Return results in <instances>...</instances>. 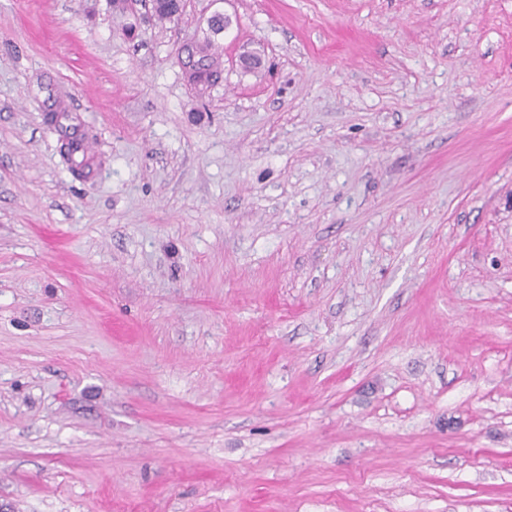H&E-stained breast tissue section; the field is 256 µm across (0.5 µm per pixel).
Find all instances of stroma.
Wrapping results in <instances>:
<instances>
[{"instance_id":"1","label":"stroma","mask_w":512,"mask_h":512,"mask_svg":"<svg viewBox=\"0 0 512 512\" xmlns=\"http://www.w3.org/2000/svg\"><path fill=\"white\" fill-rule=\"evenodd\" d=\"M150 10L0 0V512H512V0Z\"/></svg>"}]
</instances>
